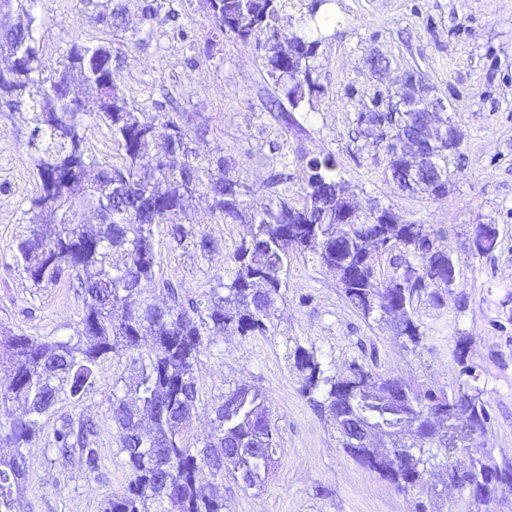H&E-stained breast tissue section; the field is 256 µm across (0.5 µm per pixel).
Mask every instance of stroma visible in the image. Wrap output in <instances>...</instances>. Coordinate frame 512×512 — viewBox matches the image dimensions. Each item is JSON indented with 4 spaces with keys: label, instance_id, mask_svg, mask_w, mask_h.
<instances>
[{
    "label": "stroma",
    "instance_id": "stroma-1",
    "mask_svg": "<svg viewBox=\"0 0 512 512\" xmlns=\"http://www.w3.org/2000/svg\"><path fill=\"white\" fill-rule=\"evenodd\" d=\"M115 2L127 8L117 29L96 23L81 0H39L44 59L55 61L74 39L110 45L112 77L129 103L146 112L166 103L197 154L223 156L231 174L260 196L302 205L307 160L332 155L358 205L375 203L425 225L456 267L457 286L442 304L425 298L414 310L423 335L417 346L364 319L310 254L289 262L268 335L216 337L195 370L191 433L207 434L219 396L247 384L267 393L279 442L264 491L224 477L225 512H411L410 497L350 457L302 393L294 363L299 347L326 374L347 371L355 361L373 363L422 390L452 391L461 368L469 367L488 411L485 449L496 460H512V0H326L315 61L322 91L296 108L285 102L253 44L218 35L206 0H160L165 20L151 26L141 20V0ZM138 33L147 39L137 45ZM373 53L390 60L387 73L371 75ZM408 70L443 99L460 139L458 154L449 158V193L441 199L402 192L382 148L355 135L358 113L387 107L395 78ZM27 135L23 113L0 108V331L65 338L83 313L76 280L36 288L14 260L23 211L38 191ZM190 218L213 250L176 244L167 225L155 226L152 304L164 306L168 281L181 285L183 295L203 297L247 235L246 225L218 222L204 193ZM483 224L495 226L499 238L493 253L480 256L472 241ZM460 344L466 348L461 364L453 356ZM131 370L127 359L104 360L80 403L59 402L41 418L29 453L27 512H102L126 487L128 469L106 417V397ZM79 416L100 430L94 473L76 457L45 449L64 419Z\"/></svg>",
    "mask_w": 512,
    "mask_h": 512
}]
</instances>
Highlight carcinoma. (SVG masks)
Returning a JSON list of instances; mask_svg holds the SVG:
<instances>
[{"label": "carcinoma", "instance_id": "1", "mask_svg": "<svg viewBox=\"0 0 512 512\" xmlns=\"http://www.w3.org/2000/svg\"><path fill=\"white\" fill-rule=\"evenodd\" d=\"M82 3L98 21L122 24L123 10L99 0ZM288 4L209 0V9L221 34L245 43L256 38L268 75L296 108L322 91L314 76L321 39L283 34L279 18ZM34 6L35 0H4L0 10V17L14 12L26 16L22 24L0 26V56L8 60L6 74H0V104L12 111L27 108L25 146L39 179V191L23 212L26 231L15 260L36 288L54 285L74 271L84 313L80 329L66 339L0 336V371L10 380L0 400L23 405L21 415L0 422V444L12 448L0 455V512H25L26 450L36 439L39 418L60 401L80 402L93 388L94 367L122 353L132 354L135 375L112 383L107 414L117 429L130 479L123 493L107 500L103 512H224V488L212 483L203 490L205 473L214 477L225 472L240 486L260 490L270 478L277 441L268 396L246 384L219 397L206 436L187 433L198 397L194 368L210 337L228 329L242 336L267 335L288 260L309 251L336 275L345 298L364 318L389 324L397 337L416 346L422 334L412 319L414 301L425 296L437 302L448 292L440 285L448 251L435 244L422 224H370L364 217L347 222L350 187L337 176L329 156L309 161L302 206L286 197L248 199L250 190L229 175L223 156L178 151L188 132L163 104L144 112L128 102L113 82L112 47H90L75 39L55 62H45L37 47ZM397 97L407 106L359 113L358 134L382 145L387 170L402 189L428 193L434 181L414 178L422 164L414 155L396 154L391 142L396 134H418L426 112L411 103L420 102L423 94L399 90ZM91 123L110 131L121 164L105 165L88 150ZM438 138L433 151L446 171L448 127ZM123 180L133 188L132 195L110 193ZM203 189L217 218L249 225L250 236L234 250L224 275L204 299L185 300L168 283L170 304L158 308L146 296L156 264L154 226L168 219L176 244L190 238L196 250L210 252L212 240L180 219ZM109 201L112 209L98 229L85 230L83 213H99ZM372 248L379 258L410 253L417 264L406 266L400 276L383 278L369 259ZM455 357L462 364L454 392L460 411L484 429L488 412L480 389L472 384L476 376L464 366V346H457ZM294 359L303 392L333 420L342 448L406 496L427 487L426 498L412 500V512H438L442 491L427 485V477L429 461L436 458L433 450L449 451L448 393H421L357 362L343 375H327L314 355L299 348ZM401 391L424 414L419 448H355L346 442L340 415L352 403L379 425L399 426L413 435L410 407L394 403ZM97 436L91 421L69 418L49 447L77 453L81 466L94 472L100 462ZM482 437L466 430L460 441L469 453L444 464L453 468L449 483L469 491L472 506L488 502L500 487L512 489V461L498 463L480 451Z\"/></svg>", "mask_w": 512, "mask_h": 512}]
</instances>
